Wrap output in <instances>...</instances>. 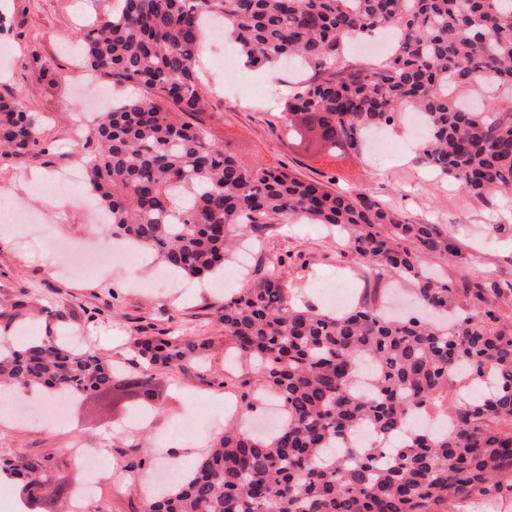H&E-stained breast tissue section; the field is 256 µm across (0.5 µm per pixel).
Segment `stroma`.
<instances>
[{"label": "stroma", "instance_id": "1", "mask_svg": "<svg viewBox=\"0 0 512 512\" xmlns=\"http://www.w3.org/2000/svg\"><path fill=\"white\" fill-rule=\"evenodd\" d=\"M114 3L0 0V13L6 18L0 31V97L15 100L42 118L38 146L26 155L0 159V198H12L19 210L50 225L53 234L49 242L28 241L19 234L0 239V329L16 332L40 321L45 333L82 337L129 374L140 369L132 348L138 336L176 330L209 338L211 347L200 363L154 369L163 406L145 417L127 407L119 390L69 404L59 422L0 417V450L16 457L52 456L69 481L76 463L68 450L78 439L101 448L147 446L156 468L174 447L188 416H195L199 424L189 443L196 457L236 419L234 408L221 406L220 401L225 392L241 388L240 379L225 370L231 343L221 320L225 298L237 289L273 270L297 303L324 306V287L339 283L347 288L353 305L363 299L373 279L345 241L323 225L296 219L270 221L257 244L225 263L216 285L181 280L176 287L158 288L153 268L139 262L130 267L107 264L75 277L60 275L55 266L44 263V256L53 255L55 243L78 245L100 234L88 222L85 195L72 188L53 195L47 187L70 166L73 156L91 149L90 135L76 141L71 129L94 95H101L106 110L124 96L107 79L89 80L70 52L81 28L107 17ZM200 65L205 110L199 120L226 151L270 167H286L305 179H331L340 189L369 191L413 222L438 225L456 239L461 256H428L424 266L455 284L497 281L503 291L489 295L488 302L500 323L512 324V292L505 289L512 282V190L475 198L430 172L416 159L422 136L403 112L388 133L393 152L367 151L337 163L315 157L288 140L281 117L280 101L299 81L297 72L243 68L239 90H231L220 51L210 42L200 52ZM142 502L132 475L123 487L103 485L100 499L89 503L85 512H141Z\"/></svg>", "mask_w": 512, "mask_h": 512}]
</instances>
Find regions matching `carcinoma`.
Segmentation results:
<instances>
[{
	"mask_svg": "<svg viewBox=\"0 0 512 512\" xmlns=\"http://www.w3.org/2000/svg\"><path fill=\"white\" fill-rule=\"evenodd\" d=\"M208 17L247 67L311 70L283 102L284 118L318 116L316 154L359 155L371 134L416 105L425 127L418 161L471 197L512 186V0H117L79 37L87 70L126 84L123 102L99 114L83 156L90 190L106 214L107 246L131 241L165 269L204 280L224 269L235 238L271 218H305L335 228L359 263L409 283L442 324L394 318L378 305L299 307L273 270L224 301V336L250 372L243 397L273 396L282 424L270 433L224 429L191 469L143 502V512H437L501 490L512 475V326H502L486 290L457 287L422 267L421 256L460 257L454 238L414 223L367 191H336L288 169L224 150L194 118L203 110L199 51ZM393 30L383 63L336 68L353 40ZM480 79L491 90L480 110L453 90ZM40 117L0 98V153L37 144ZM207 342L167 332L134 342L140 372L118 375L90 347L47 336L0 344V386L104 392L115 384L159 401L151 370L200 362ZM483 385L454 393L453 373ZM371 391L356 389L363 372ZM457 398L447 430L409 426L429 405ZM365 448L336 450L359 429ZM57 462L0 452V470L36 503Z\"/></svg>",
	"mask_w": 512,
	"mask_h": 512,
	"instance_id": "obj_1",
	"label": "carcinoma"
}]
</instances>
